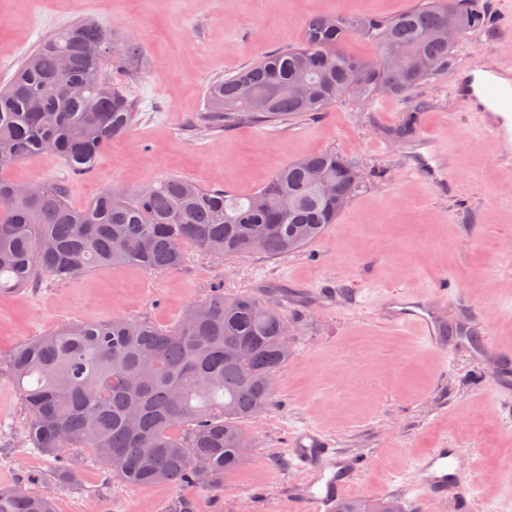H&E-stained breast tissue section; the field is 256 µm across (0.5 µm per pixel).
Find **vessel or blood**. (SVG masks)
<instances>
[{
    "label": "vessel or blood",
    "instance_id": "vessel-or-blood-1",
    "mask_svg": "<svg viewBox=\"0 0 512 512\" xmlns=\"http://www.w3.org/2000/svg\"><path fill=\"white\" fill-rule=\"evenodd\" d=\"M505 72V67L497 66L469 74L457 85L456 93L474 101L479 111L492 113L494 120L488 127L491 143L498 155L508 158L512 156V77ZM392 322L418 336L426 346L441 342L427 309L403 308ZM290 455L296 467L318 474L304 498L308 512H328L333 500L347 493L357 473L353 460L313 427L294 434ZM413 488L431 503L450 502L457 512H471L474 472L457 465L452 449L434 448L415 465Z\"/></svg>",
    "mask_w": 512,
    "mask_h": 512
}]
</instances>
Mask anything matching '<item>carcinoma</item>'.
<instances>
[{
    "label": "carcinoma",
    "mask_w": 512,
    "mask_h": 512,
    "mask_svg": "<svg viewBox=\"0 0 512 512\" xmlns=\"http://www.w3.org/2000/svg\"><path fill=\"white\" fill-rule=\"evenodd\" d=\"M452 19L460 41L490 27L477 0H421L390 19L314 14L302 44L211 83L207 120L277 127L350 97L408 95L453 65L454 45L441 34ZM350 35L378 44L370 67L341 49ZM141 52L90 19L44 38L0 86V168L44 154L52 140L72 175L90 173L103 146L139 116L103 79L104 64ZM73 82L87 93L71 95ZM355 172L329 150L279 166L245 197L167 177L151 190L106 191L81 209L68 203L62 181L39 182L30 198L0 177V291L99 267L164 272L189 248L218 257L296 254L336 222L361 186ZM318 176L335 184L334 197L321 195ZM201 305L205 314L171 328L72 322L0 362L28 414L27 443L58 463V478L75 474L66 457L74 448L90 449L91 461L130 486L216 487L243 463L254 448L246 423L276 405L275 376L293 353L294 329L277 305L247 291L215 286ZM385 504L340 499L333 512H386ZM0 512H54L53 497L0 488Z\"/></svg>",
    "instance_id": "obj_1"
}]
</instances>
